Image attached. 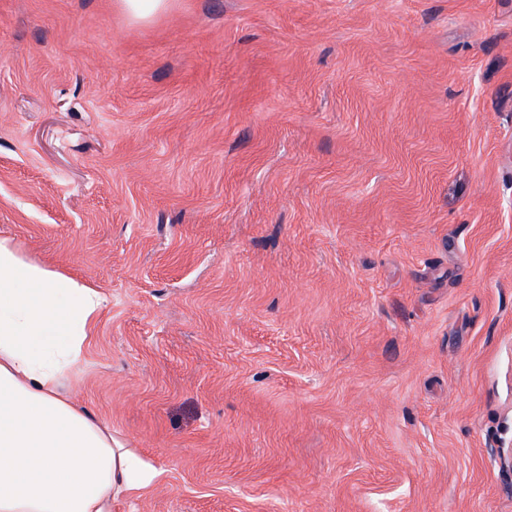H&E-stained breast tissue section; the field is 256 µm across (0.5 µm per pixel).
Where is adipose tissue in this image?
Listing matches in <instances>:
<instances>
[{"instance_id": "adipose-tissue-1", "label": "adipose tissue", "mask_w": 512, "mask_h": 512, "mask_svg": "<svg viewBox=\"0 0 512 512\" xmlns=\"http://www.w3.org/2000/svg\"><path fill=\"white\" fill-rule=\"evenodd\" d=\"M103 308L98 289L0 239V512H112L159 478L63 391Z\"/></svg>"}]
</instances>
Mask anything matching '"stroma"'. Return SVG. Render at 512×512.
Returning <instances> with one entry per match:
<instances>
[{"instance_id":"stroma-1","label":"stroma","mask_w":512,"mask_h":512,"mask_svg":"<svg viewBox=\"0 0 512 512\" xmlns=\"http://www.w3.org/2000/svg\"><path fill=\"white\" fill-rule=\"evenodd\" d=\"M0 238L112 512H512V0H0ZM169 0H115L120 10L135 20L148 19L166 10Z\"/></svg>"}]
</instances>
